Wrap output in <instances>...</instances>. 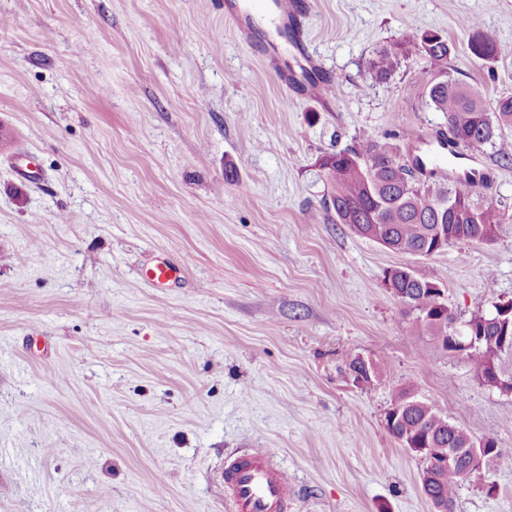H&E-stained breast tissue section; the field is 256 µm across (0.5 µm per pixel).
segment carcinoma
I'll return each mask as SVG.
<instances>
[{"instance_id":"cac0c4a2","label":"carcinoma","mask_w":512,"mask_h":512,"mask_svg":"<svg viewBox=\"0 0 512 512\" xmlns=\"http://www.w3.org/2000/svg\"><path fill=\"white\" fill-rule=\"evenodd\" d=\"M472 57L489 61L501 48L483 33L476 21L464 25ZM451 49L448 38L438 30H419L381 47L373 63L377 77L384 79L401 60L419 56L436 66L426 79L428 103L443 114L448 132L465 147L498 144L502 155L512 142L504 139L503 129L512 128V96L497 101L487 110L480 95L448 72ZM319 168L331 186L324 207L334 211L336 223L345 224L356 235L396 252L431 256L435 237L447 232L446 245L460 242L484 244L494 240L499 225L512 220L494 198H473V190L461 181L469 172H456L447 182L430 185L420 182L412 166L401 161L394 148L367 141L353 148L321 155ZM428 281L403 267L393 269L392 288L400 302L414 315L418 336L436 342L448 334V303L431 297ZM467 335L481 341L465 361L479 376L491 366L512 371V354L502 350L499 336H512V313L500 316V309L471 316L463 321ZM392 407L403 409L400 420L390 429L405 448L413 444L433 448H462L473 438L460 426L448 421L430 402L418 397L412 388L401 389ZM462 477L437 483L429 495L456 504Z\"/></svg>"}]
</instances>
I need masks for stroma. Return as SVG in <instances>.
Segmentation results:
<instances>
[{"label": "stroma", "mask_w": 512, "mask_h": 512, "mask_svg": "<svg viewBox=\"0 0 512 512\" xmlns=\"http://www.w3.org/2000/svg\"><path fill=\"white\" fill-rule=\"evenodd\" d=\"M313 2L324 106L288 101L292 53L244 42L224 0H0V512H228L214 474L251 448L292 477L287 512H433L424 460L386 427L409 385L512 449V396L418 337L386 285L410 268L462 321L512 300V221L488 244L393 252L335 223L317 164L447 133L429 62L373 71L414 30L447 35L487 107L512 96V0ZM467 17L494 60L472 59ZM469 156L492 175L475 196L512 213V155ZM455 512H512V456Z\"/></svg>", "instance_id": "obj_1"}]
</instances>
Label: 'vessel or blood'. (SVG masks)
I'll use <instances>...</instances> for the list:
<instances>
[{
	"instance_id": "obj_1",
	"label": "vessel or blood",
	"mask_w": 512,
	"mask_h": 512,
	"mask_svg": "<svg viewBox=\"0 0 512 512\" xmlns=\"http://www.w3.org/2000/svg\"><path fill=\"white\" fill-rule=\"evenodd\" d=\"M311 0H225L224 16L246 38L258 36L260 18H271L278 36L296 52L297 69L284 75L292 98L326 97L328 84L318 74L315 58L303 40L302 21L309 14ZM233 512H286L294 486L285 469L271 462L265 452L256 451L225 461L220 472Z\"/></svg>"
}]
</instances>
